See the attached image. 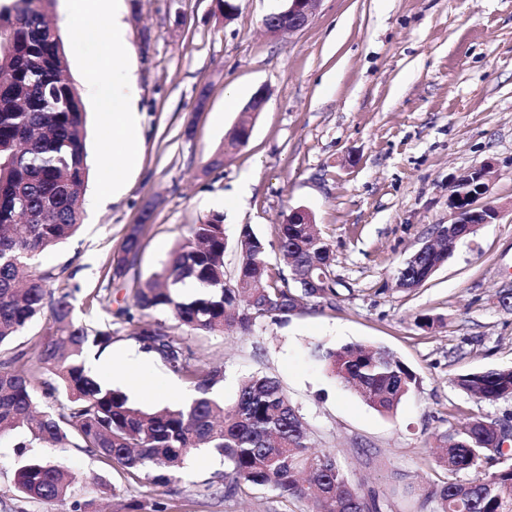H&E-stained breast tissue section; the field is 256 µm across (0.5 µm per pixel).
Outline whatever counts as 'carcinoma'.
I'll use <instances>...</instances> for the list:
<instances>
[{
    "mask_svg": "<svg viewBox=\"0 0 512 512\" xmlns=\"http://www.w3.org/2000/svg\"><path fill=\"white\" fill-rule=\"evenodd\" d=\"M55 0H7L0 4L6 47H0V347L10 343L44 310L52 330L33 340L35 356L17 350L0 362V440L19 433L18 454L35 444L73 445L103 462L119 465L129 478L171 481L169 471L205 450L224 460L233 496L244 484L271 487L307 500L312 512H381L380 493L353 485L336 456L311 440L307 422L278 381L253 376L239 388L235 404L211 396L220 372L191 363L183 338L161 320L138 323L135 336L168 368L194 387L188 405L146 412L128 396L91 376L85 356L112 343V308L95 327L73 318L70 293L51 288V273L35 274L30 261L75 235L81 227L87 185L85 112L68 75L61 36L52 35L47 13ZM237 246L240 261L233 287H224V215L213 213L192 225L163 266L132 288L136 307L169 314L176 326L213 334L246 331L258 318L280 321L293 310L288 295L327 300L336 295L332 255L315 224L280 225L277 247L291 266L307 264L323 276L318 291L290 287L288 278L266 261V243L248 225ZM448 252L406 260L398 270L402 288H416L436 271ZM341 382L371 406L391 412L417 383L393 353L359 344L318 350ZM44 369L65 401L36 410L30 375ZM462 390L487 402L512 397V367L459 376ZM496 423L474 417L441 436L440 466L447 478L429 498L438 512H512V466L495 467L486 449ZM474 470L477 476L459 479ZM73 474L46 459H28L15 471L17 491L30 499L69 505L68 512H93V502L75 494Z\"/></svg>",
    "mask_w": 512,
    "mask_h": 512,
    "instance_id": "cac0c4a2",
    "label": "carcinoma"
}]
</instances>
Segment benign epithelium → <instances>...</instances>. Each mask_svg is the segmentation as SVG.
<instances>
[{
	"label": "benign epithelium",
	"instance_id": "benign-epithelium-1",
	"mask_svg": "<svg viewBox=\"0 0 512 512\" xmlns=\"http://www.w3.org/2000/svg\"><path fill=\"white\" fill-rule=\"evenodd\" d=\"M284 9L271 13L264 26L272 34L296 32L308 26L315 17L320 0H285ZM492 168L479 165L461 174L448 187V203L456 224H489L498 216V209L488 200Z\"/></svg>",
	"mask_w": 512,
	"mask_h": 512
}]
</instances>
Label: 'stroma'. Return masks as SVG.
I'll use <instances>...</instances> for the list:
<instances>
[{
	"instance_id": "1",
	"label": "stroma",
	"mask_w": 512,
	"mask_h": 512,
	"mask_svg": "<svg viewBox=\"0 0 512 512\" xmlns=\"http://www.w3.org/2000/svg\"><path fill=\"white\" fill-rule=\"evenodd\" d=\"M67 4L56 0L52 18L84 105L89 179L79 232L32 267L72 292L78 322L96 324L107 306L127 309V317H113L112 344L99 353L114 373L112 388L147 411L196 396L156 354H144L134 336L141 312L132 292L192 224L223 212L230 279L243 225L272 241L293 209L306 208L335 254L331 303L303 300L286 320L261 318L246 332L200 335L183 327L178 334L198 367L223 369L212 395L225 407L246 378H275L315 445L336 453L353 483L385 493L384 512H423L427 491L445 477L436 461L442 434L475 416L512 425V397L488 403L454 383L462 374L512 366V308L502 303L512 289V0H321L306 28L276 36L263 21L281 0H236L228 21L214 0H122L139 163L116 197L104 187L125 159L108 144L100 113L112 85L94 75L112 26L79 29ZM231 86L239 105L228 110ZM261 89L268 99L250 118L248 144L208 170L245 117L242 104ZM480 164L493 168L497 219L453 243L426 282L398 287L402 263L431 240L434 226L453 220L449 184ZM245 173L252 183L239 197ZM221 198L230 206L217 209ZM147 207L153 217L144 225ZM136 224L134 265L114 276ZM352 343L390 351L416 373L417 385L393 412L367 404L313 354L318 345ZM141 356L136 389L122 373ZM165 384L177 388L174 398L161 396ZM26 455L70 470L98 512H128L134 500L166 502L171 512L312 510L267 487L245 485L225 497L224 465L203 451L166 486L133 481L78 448L36 446ZM18 463L12 440L0 441V512H62L21 497Z\"/></svg>"
}]
</instances>
